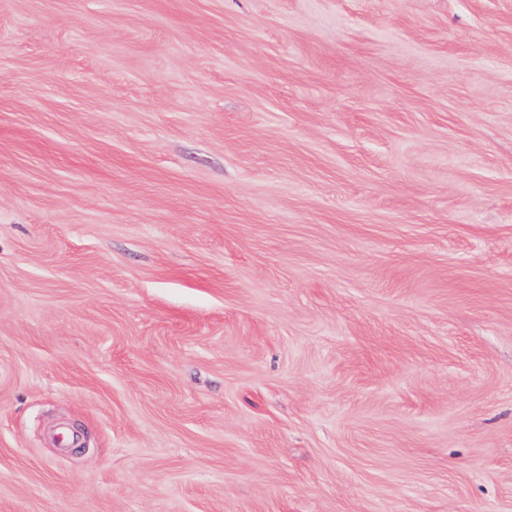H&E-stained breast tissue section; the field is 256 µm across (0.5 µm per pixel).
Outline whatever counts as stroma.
Returning a JSON list of instances; mask_svg holds the SVG:
<instances>
[{"label": "stroma", "instance_id": "35a3bbf8", "mask_svg": "<svg viewBox=\"0 0 512 512\" xmlns=\"http://www.w3.org/2000/svg\"><path fill=\"white\" fill-rule=\"evenodd\" d=\"M0 512H512V0H0Z\"/></svg>", "mask_w": 512, "mask_h": 512}]
</instances>
